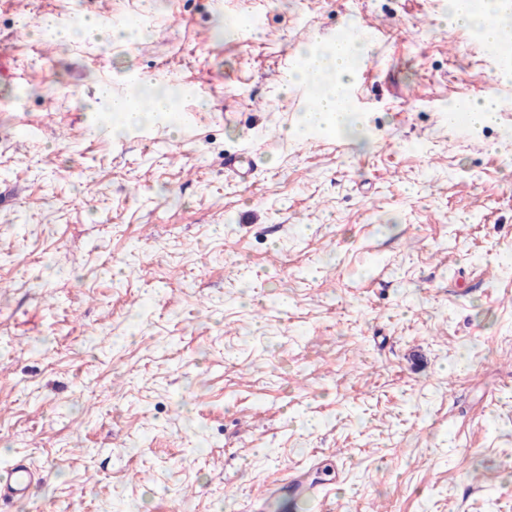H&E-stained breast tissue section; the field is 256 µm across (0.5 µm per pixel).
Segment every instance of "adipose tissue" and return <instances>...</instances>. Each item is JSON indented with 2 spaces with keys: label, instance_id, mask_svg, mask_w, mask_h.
Listing matches in <instances>:
<instances>
[{
  "label": "adipose tissue",
  "instance_id": "ef3b65f1",
  "mask_svg": "<svg viewBox=\"0 0 512 512\" xmlns=\"http://www.w3.org/2000/svg\"><path fill=\"white\" fill-rule=\"evenodd\" d=\"M502 5L503 0H448V19L477 31L485 40L500 44L512 36L499 22ZM360 49V41L348 40L312 45L303 51L304 65L291 72V80L310 84L324 75L331 78L317 97L316 109L302 114L301 124L305 129L342 131L350 126L354 113L347 101V90ZM95 105L110 111L121 129L130 131L143 124L137 97L114 92L111 86H99Z\"/></svg>",
  "mask_w": 512,
  "mask_h": 512
}]
</instances>
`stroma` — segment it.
<instances>
[{"instance_id":"1","label":"stroma","mask_w":512,"mask_h":512,"mask_svg":"<svg viewBox=\"0 0 512 512\" xmlns=\"http://www.w3.org/2000/svg\"><path fill=\"white\" fill-rule=\"evenodd\" d=\"M97 13L0 0V470L46 475L11 512H252L302 468L304 512H512V72L447 0H112L108 44ZM364 23L357 133H306L281 71ZM137 72L177 130L104 133ZM497 103L493 97H484L472 105L471 119L474 126H483L494 122Z\"/></svg>"}]
</instances>
